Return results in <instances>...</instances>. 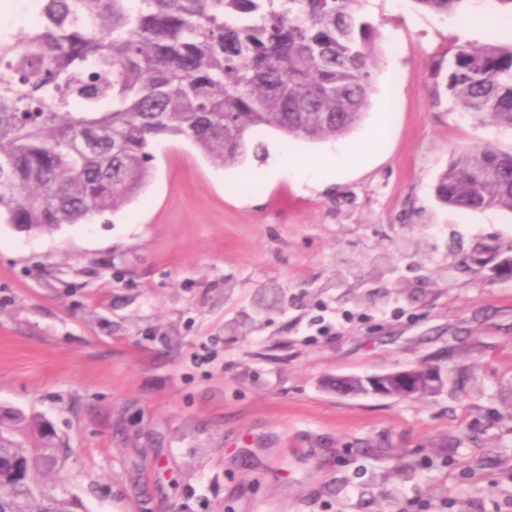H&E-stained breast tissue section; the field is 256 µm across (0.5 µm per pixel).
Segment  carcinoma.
Segmentation results:
<instances>
[{"mask_svg": "<svg viewBox=\"0 0 512 512\" xmlns=\"http://www.w3.org/2000/svg\"><path fill=\"white\" fill-rule=\"evenodd\" d=\"M38 21L0 37V224L25 232L119 210L149 183L161 137L217 165L268 127L317 141L348 133L369 105L377 27L363 0H39ZM446 15L472 0H413ZM444 92L512 128V46H461ZM436 194L462 210L512 211V153H458ZM44 425L0 430V512H82L61 481L65 449Z\"/></svg>", "mask_w": 512, "mask_h": 512, "instance_id": "cac0c4a2", "label": "carcinoma"}]
</instances>
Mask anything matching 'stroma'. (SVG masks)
<instances>
[{"mask_svg":"<svg viewBox=\"0 0 512 512\" xmlns=\"http://www.w3.org/2000/svg\"><path fill=\"white\" fill-rule=\"evenodd\" d=\"M362 12L377 68L348 137L385 132L335 181L265 175L272 146L333 140L258 128L262 158L217 166L168 139L120 210L0 224V406L53 426L87 512H512V211L435 191L461 151L512 153V130L437 94V67L512 35L413 0ZM418 364L444 386L332 385Z\"/></svg>","mask_w":512,"mask_h":512,"instance_id":"stroma-1","label":"stroma"}]
</instances>
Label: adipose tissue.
<instances>
[{
	"mask_svg": "<svg viewBox=\"0 0 512 512\" xmlns=\"http://www.w3.org/2000/svg\"><path fill=\"white\" fill-rule=\"evenodd\" d=\"M356 149V144L351 143L340 153L313 159L295 157L283 148L276 153L268 175L272 178L291 175L298 182L317 188L335 179L353 160Z\"/></svg>",
	"mask_w": 512,
	"mask_h": 512,
	"instance_id": "ef3b65f1",
	"label": "adipose tissue"
}]
</instances>
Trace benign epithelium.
<instances>
[{
	"label": "benign epithelium",
	"instance_id": "7a95c632",
	"mask_svg": "<svg viewBox=\"0 0 512 512\" xmlns=\"http://www.w3.org/2000/svg\"><path fill=\"white\" fill-rule=\"evenodd\" d=\"M351 377H338L333 383L341 387V392L350 394H380L398 398L420 396L433 393L443 384L441 371L429 366H413L398 369L382 375L358 376L357 388L352 391L344 387Z\"/></svg>",
	"mask_w": 512,
	"mask_h": 512
}]
</instances>
